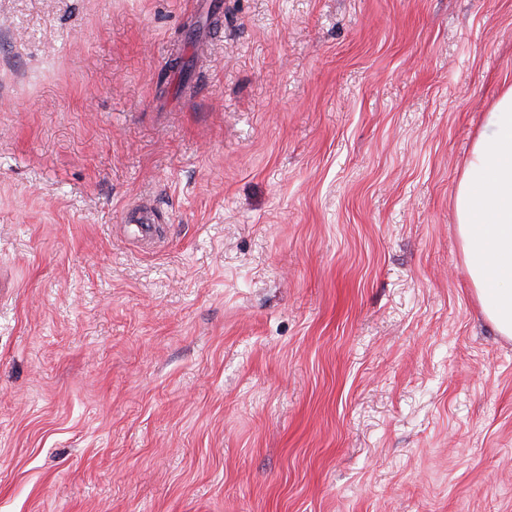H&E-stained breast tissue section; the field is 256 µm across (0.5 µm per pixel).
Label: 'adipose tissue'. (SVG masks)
I'll use <instances>...</instances> for the list:
<instances>
[{"mask_svg":"<svg viewBox=\"0 0 512 512\" xmlns=\"http://www.w3.org/2000/svg\"><path fill=\"white\" fill-rule=\"evenodd\" d=\"M464 266L485 319L512 340V86L475 139L454 199Z\"/></svg>","mask_w":512,"mask_h":512,"instance_id":"1","label":"adipose tissue"}]
</instances>
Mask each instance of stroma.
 I'll return each mask as SVG.
<instances>
[{
  "instance_id": "obj_1",
  "label": "stroma",
  "mask_w": 512,
  "mask_h": 512,
  "mask_svg": "<svg viewBox=\"0 0 512 512\" xmlns=\"http://www.w3.org/2000/svg\"><path fill=\"white\" fill-rule=\"evenodd\" d=\"M510 86L512 0H0V512H512ZM464 266L485 319L512 340V86L475 139L454 199Z\"/></svg>"
}]
</instances>
